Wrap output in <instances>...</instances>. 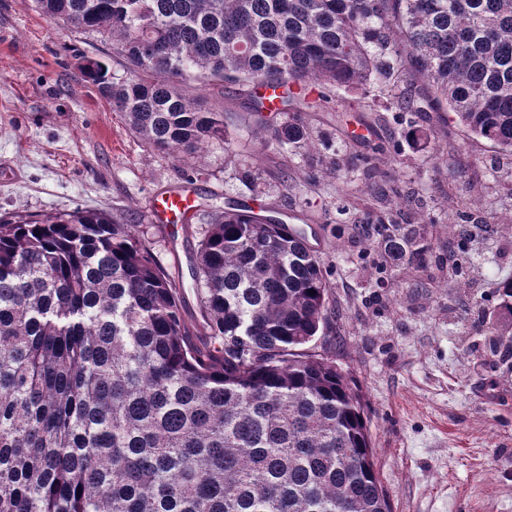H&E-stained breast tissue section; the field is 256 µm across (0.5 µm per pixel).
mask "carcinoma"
I'll list each match as a JSON object with an SVG mask.
<instances>
[{
    "label": "carcinoma",
    "instance_id": "1",
    "mask_svg": "<svg viewBox=\"0 0 512 512\" xmlns=\"http://www.w3.org/2000/svg\"><path fill=\"white\" fill-rule=\"evenodd\" d=\"M115 44L84 77L162 152L225 141L182 83L223 82L280 147L311 146L325 91L395 66L512 161V0H35ZM317 99L309 100L312 89ZM394 262L417 230L383 229ZM202 322L131 225L76 208L0 219V512H392L369 417L336 365L322 256L247 206L211 216L193 270Z\"/></svg>",
    "mask_w": 512,
    "mask_h": 512
}]
</instances>
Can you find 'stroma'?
<instances>
[{
    "label": "stroma",
    "mask_w": 512,
    "mask_h": 512,
    "mask_svg": "<svg viewBox=\"0 0 512 512\" xmlns=\"http://www.w3.org/2000/svg\"><path fill=\"white\" fill-rule=\"evenodd\" d=\"M84 56L127 74L99 34L45 17L34 0H0V216L79 207L132 225L197 321L191 267L208 213L257 197L267 215L302 227L324 259L336 362L367 402L393 512H512V320L500 312V284L512 279V162L447 113L427 110L423 95L413 111H398L408 81L394 72L365 96L328 92L306 115L313 145L305 152L270 142L246 100L223 85L188 81V97L223 113L225 140L194 155L160 152L83 76ZM369 106L380 122L362 141ZM245 167L258 193L242 181ZM372 180L407 195V205L375 203ZM182 185L198 197L187 223L157 222L152 200ZM355 220L415 225L428 252L392 265L354 237ZM465 222L488 232L473 241L470 287L459 288L448 270Z\"/></svg>",
    "instance_id": "35a3bbf8"
}]
</instances>
